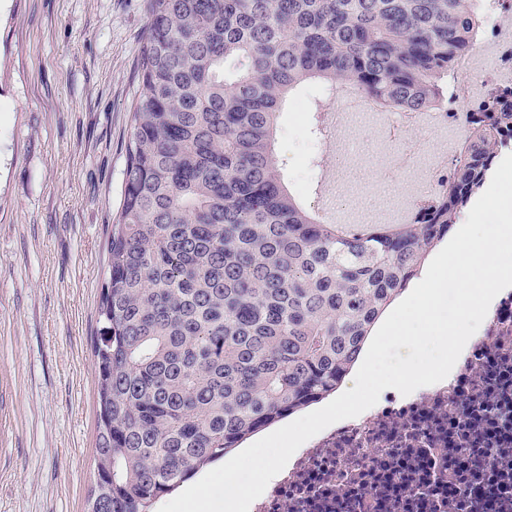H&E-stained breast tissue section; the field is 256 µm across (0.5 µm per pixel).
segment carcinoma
I'll return each mask as SVG.
<instances>
[{"label":"carcinoma","mask_w":512,"mask_h":512,"mask_svg":"<svg viewBox=\"0 0 512 512\" xmlns=\"http://www.w3.org/2000/svg\"><path fill=\"white\" fill-rule=\"evenodd\" d=\"M483 24L479 0H149L98 311L87 512H154L336 392L491 171L512 114L476 113L423 220L368 233L319 222L287 191L282 106L315 81L428 110Z\"/></svg>","instance_id":"obj_1"}]
</instances>
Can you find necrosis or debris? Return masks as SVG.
<instances>
[{
  "label": "necrosis or debris",
  "instance_id": "1",
  "mask_svg": "<svg viewBox=\"0 0 512 512\" xmlns=\"http://www.w3.org/2000/svg\"><path fill=\"white\" fill-rule=\"evenodd\" d=\"M482 4L487 23L464 66L484 80L452 78L433 110L384 112L385 154L405 187L368 213L330 207L337 223H418L472 113L492 103L512 112V0ZM250 512H512V288L495 298L451 381L385 393L325 428Z\"/></svg>",
  "mask_w": 512,
  "mask_h": 512
}]
</instances>
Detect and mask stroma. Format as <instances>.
I'll return each instance as SVG.
<instances>
[{"mask_svg": "<svg viewBox=\"0 0 512 512\" xmlns=\"http://www.w3.org/2000/svg\"><path fill=\"white\" fill-rule=\"evenodd\" d=\"M149 0H0V512H85L97 434L94 345L106 245L122 197ZM329 139L280 115L290 189L374 210L397 193L367 129L334 127L335 97L303 88ZM364 138L357 163L338 149Z\"/></svg>", "mask_w": 512, "mask_h": 512, "instance_id": "obj_1", "label": "stroma"}]
</instances>
